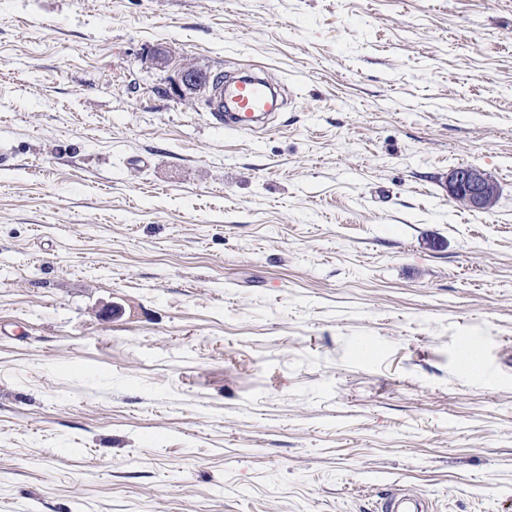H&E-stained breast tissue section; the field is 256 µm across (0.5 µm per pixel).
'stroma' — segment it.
I'll list each match as a JSON object with an SVG mask.
<instances>
[{"label": "stroma", "mask_w": 512, "mask_h": 512, "mask_svg": "<svg viewBox=\"0 0 512 512\" xmlns=\"http://www.w3.org/2000/svg\"><path fill=\"white\" fill-rule=\"evenodd\" d=\"M0 147V512H512V0H0ZM176 78L170 84V89L178 96L192 94L195 91L209 86V75L206 71L188 64L175 67ZM269 87L254 75L223 80L213 88L209 111L224 132L250 130L261 116H270L275 109L269 99ZM445 187L451 200L472 212H490L499 197L498 186L493 179L470 166L451 170ZM380 512H435L436 508L423 496H412L402 492L392 493L379 504Z\"/></svg>", "instance_id": "stroma-1"}]
</instances>
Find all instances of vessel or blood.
<instances>
[{
  "label": "vessel or blood",
  "instance_id": "b4317fda",
  "mask_svg": "<svg viewBox=\"0 0 512 512\" xmlns=\"http://www.w3.org/2000/svg\"><path fill=\"white\" fill-rule=\"evenodd\" d=\"M208 108L216 124L232 133L251 129L257 118L274 110L267 86L260 77L250 74L216 85ZM379 508L380 512H435L428 498L402 492L392 493Z\"/></svg>",
  "mask_w": 512,
  "mask_h": 512
}]
</instances>
